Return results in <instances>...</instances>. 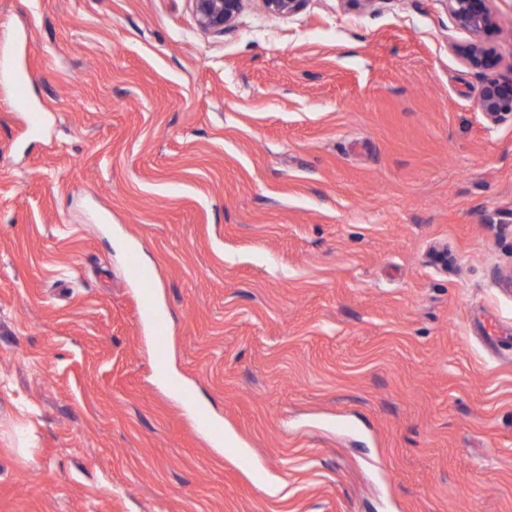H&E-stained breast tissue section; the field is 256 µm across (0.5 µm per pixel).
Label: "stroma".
<instances>
[{
  "mask_svg": "<svg viewBox=\"0 0 512 512\" xmlns=\"http://www.w3.org/2000/svg\"><path fill=\"white\" fill-rule=\"evenodd\" d=\"M470 40L442 0H0V512H512V112ZM248 0H191L197 24L210 33H225L232 29ZM478 109L489 120H496L501 112H512V80L503 82L487 77L477 102Z\"/></svg>",
  "mask_w": 512,
  "mask_h": 512,
  "instance_id": "stroma-1",
  "label": "stroma"
}]
</instances>
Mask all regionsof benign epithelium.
<instances>
[{
    "mask_svg": "<svg viewBox=\"0 0 512 512\" xmlns=\"http://www.w3.org/2000/svg\"><path fill=\"white\" fill-rule=\"evenodd\" d=\"M249 0H191L197 24L210 33L232 29ZM265 12L274 16H292L306 0H259ZM455 25L472 36L464 60L476 70H487L493 63V51L486 36L493 30V0H442ZM478 109L489 120L503 112H512V81L488 77L484 80L477 102Z\"/></svg>",
    "mask_w": 512,
    "mask_h": 512,
    "instance_id": "benign-epithelium-1",
    "label": "benign epithelium"
}]
</instances>
